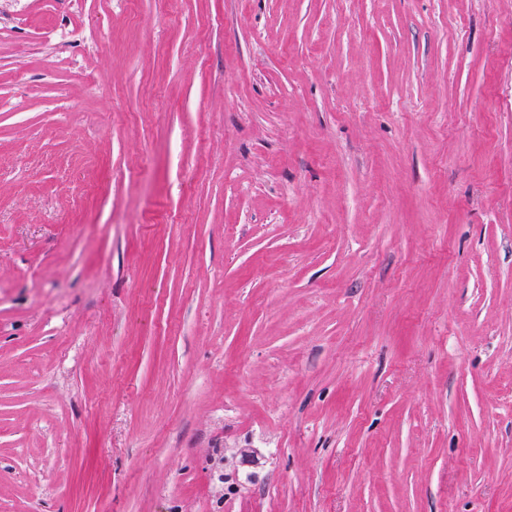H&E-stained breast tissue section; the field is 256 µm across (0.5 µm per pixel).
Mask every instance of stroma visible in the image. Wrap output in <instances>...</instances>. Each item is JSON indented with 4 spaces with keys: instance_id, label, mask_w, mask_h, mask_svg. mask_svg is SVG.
I'll return each instance as SVG.
<instances>
[{
    "instance_id": "obj_1",
    "label": "stroma",
    "mask_w": 512,
    "mask_h": 512,
    "mask_svg": "<svg viewBox=\"0 0 512 512\" xmlns=\"http://www.w3.org/2000/svg\"><path fill=\"white\" fill-rule=\"evenodd\" d=\"M0 512H512V0H0Z\"/></svg>"
}]
</instances>
